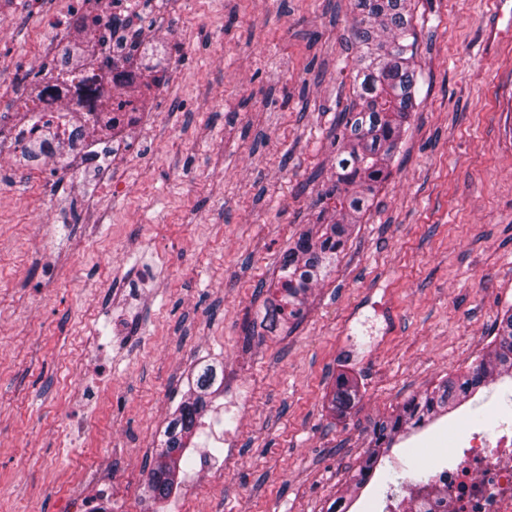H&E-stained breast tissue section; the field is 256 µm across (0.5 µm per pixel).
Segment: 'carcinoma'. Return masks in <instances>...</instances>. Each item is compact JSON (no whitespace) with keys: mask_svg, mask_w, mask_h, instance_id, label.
I'll return each mask as SVG.
<instances>
[{"mask_svg":"<svg viewBox=\"0 0 512 512\" xmlns=\"http://www.w3.org/2000/svg\"><path fill=\"white\" fill-rule=\"evenodd\" d=\"M356 101L340 112L336 123V155L331 162L330 185L320 193L323 206L313 223L306 225L279 265L264 301L265 314L258 325L269 333L290 329L308 309L309 298L336 265L357 224L373 204L379 187L390 175V167L416 111L418 77L414 62L416 32L412 25L411 0H353ZM99 17L89 13L76 25L68 59L82 65L95 55L99 41L87 38ZM251 325L248 335H258ZM512 380V307L495 327L490 349L467 374L443 381L431 391L414 396L396 414L374 423L372 436L355 475L354 487L366 488L368 480L383 473L382 458L398 442L433 423L439 415L465 404L496 381ZM215 380L214 370L205 368L195 386L165 429V440L148 472L151 496L167 499L176 489L188 440L197 419L207 410ZM357 390L342 376L336 381L332 404L350 409ZM427 467L418 463L411 477L399 482L409 492L425 482Z\"/></svg>","mask_w":512,"mask_h":512,"instance_id":"obj_1","label":"carcinoma"}]
</instances>
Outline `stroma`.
<instances>
[{
    "mask_svg": "<svg viewBox=\"0 0 512 512\" xmlns=\"http://www.w3.org/2000/svg\"><path fill=\"white\" fill-rule=\"evenodd\" d=\"M0 0V120L71 0ZM489 0H414L419 106L391 175L291 333L244 350L263 287L313 222L336 118L354 99L350 0H142L123 36L166 69L155 125L108 179L60 183L0 156V512H328L374 421L486 353L512 305V49L477 55ZM183 44L173 56L159 38ZM207 365L224 378L154 503L145 480ZM360 397L329 407L340 376ZM386 470L464 447L512 415V385Z\"/></svg>",
    "mask_w": 512,
    "mask_h": 512,
    "instance_id": "obj_1",
    "label": "stroma"
}]
</instances>
